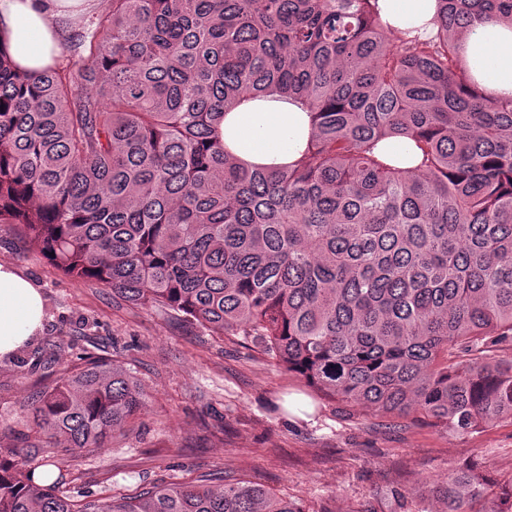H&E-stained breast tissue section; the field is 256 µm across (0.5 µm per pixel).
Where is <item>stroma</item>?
<instances>
[{
  "label": "stroma",
  "mask_w": 512,
  "mask_h": 512,
  "mask_svg": "<svg viewBox=\"0 0 512 512\" xmlns=\"http://www.w3.org/2000/svg\"><path fill=\"white\" fill-rule=\"evenodd\" d=\"M0 263L42 289L39 344L56 372L71 368L88 339L140 379L147 411L94 451L43 449L69 494L139 495L159 481L189 483L211 472L257 483L303 512H430L425 480L465 459L500 484L512 479V420L473 433L426 424L397 429L359 409L348 414L241 337L209 332L162 308H141L110 289L59 273L15 229L0 226ZM39 370L0 362V446L24 430Z\"/></svg>",
  "instance_id": "obj_1"
}]
</instances>
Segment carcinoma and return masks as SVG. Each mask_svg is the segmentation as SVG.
Here are the masks:
<instances>
[{
    "label": "carcinoma",
    "mask_w": 512,
    "mask_h": 512,
    "mask_svg": "<svg viewBox=\"0 0 512 512\" xmlns=\"http://www.w3.org/2000/svg\"><path fill=\"white\" fill-rule=\"evenodd\" d=\"M512 0H437L435 36L376 0H106L73 36L91 67L14 70L0 49V224L62 274L241 336L343 409L472 433L512 419V101L462 66L475 21ZM279 93L312 114L285 166H244L220 125ZM413 141L410 166L378 153ZM32 397L38 439L0 447V512H304L222 476L133 498L37 483L38 449L103 448L147 406L89 352ZM22 363L49 370L39 348ZM474 461L440 512H512Z\"/></svg>",
    "instance_id": "1"
}]
</instances>
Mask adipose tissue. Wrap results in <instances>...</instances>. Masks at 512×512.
<instances>
[{
  "instance_id": "obj_1",
  "label": "adipose tissue",
  "mask_w": 512,
  "mask_h": 512,
  "mask_svg": "<svg viewBox=\"0 0 512 512\" xmlns=\"http://www.w3.org/2000/svg\"><path fill=\"white\" fill-rule=\"evenodd\" d=\"M98 0H0V49L29 72L52 66L72 16ZM382 20L395 33L426 38L436 29L435 0H377ZM464 62L484 95L512 99V26L478 24L460 35ZM312 120L306 108L285 98H257L227 114L225 148L241 162L286 165L306 148ZM45 318L41 288L15 267L0 263V360L11 358L39 335Z\"/></svg>"
}]
</instances>
